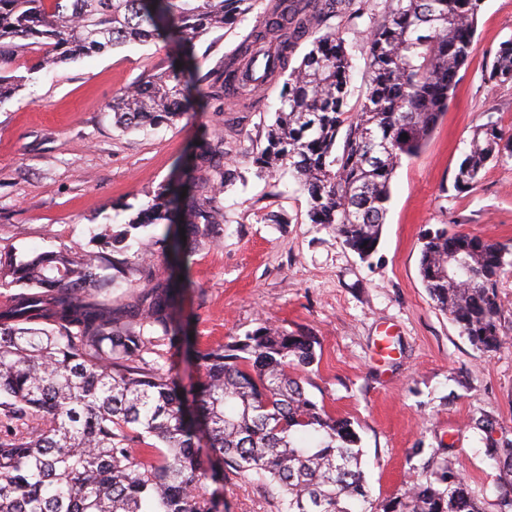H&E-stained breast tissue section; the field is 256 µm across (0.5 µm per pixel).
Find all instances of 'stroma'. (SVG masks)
<instances>
[{
	"instance_id": "stroma-1",
	"label": "stroma",
	"mask_w": 512,
	"mask_h": 512,
	"mask_svg": "<svg viewBox=\"0 0 512 512\" xmlns=\"http://www.w3.org/2000/svg\"><path fill=\"white\" fill-rule=\"evenodd\" d=\"M269 0H249L233 24L177 58L163 40L131 42L37 71V49L19 53L5 75L20 91L0 103V254L93 248L104 229L123 230L186 164L203 127L224 132L236 171L224 198V233L191 258V287L177 319L203 351L264 323L318 336L308 392L333 414L351 418L361 438L376 501L403 491L435 458L450 460L484 512L512 498L494 448H512V268L498 282L497 351L476 349L435 306L419 276L420 235L448 225L512 243V159L488 165L469 192L452 188L476 126L512 129V84L485 81L503 42L512 40V0H484L470 64L423 152L403 160L391 183L381 239L368 259L327 226L310 223L308 194L289 172L257 174L246 157L264 142L279 107V85L223 113L196 98L197 75L270 17ZM360 15L329 18L353 55L350 103L367 83L361 38L380 21L384 0H359ZM179 61L186 113L172 124L119 129L107 104L149 74ZM224 512H281L279 497L234 471L224 477Z\"/></svg>"
}]
</instances>
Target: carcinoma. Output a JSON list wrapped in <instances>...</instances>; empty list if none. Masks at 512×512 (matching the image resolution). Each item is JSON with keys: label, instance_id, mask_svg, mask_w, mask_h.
Returning a JSON list of instances; mask_svg holds the SVG:
<instances>
[{"label": "carcinoma", "instance_id": "obj_1", "mask_svg": "<svg viewBox=\"0 0 512 512\" xmlns=\"http://www.w3.org/2000/svg\"><path fill=\"white\" fill-rule=\"evenodd\" d=\"M246 0H0V62L49 45L35 66L53 69L83 54L163 38L184 56L222 29ZM482 0H384L382 20L363 46L366 90L349 108L351 56L329 16L357 15L356 0H276L281 23L256 30L196 92L222 103L248 97L255 58L262 78H283L266 146L248 153L260 171L289 165L308 192V217L326 224L362 259L375 253L392 178L417 156L447 112L468 68ZM310 48L289 67L300 44ZM486 79L512 83V41L502 43ZM176 73H153L112 98L125 129L184 115ZM512 158V133L489 121L473 131L453 189L469 192L487 164ZM234 171L224 135L203 134L179 178L147 212L97 248L36 253L0 263V288H16L0 310V512H223L224 469L262 481L283 512H483L468 481L443 462L379 504L367 490L359 436L303 386L317 337L263 324L244 337L195 353L202 370L192 404L176 379L148 367L147 346L178 348L175 314L184 283L156 274L147 288L133 275L157 257L183 271L192 254L224 227V189ZM161 226L139 240L134 261L111 253L130 230ZM185 230L186 239L173 227ZM463 265L448 275V252ZM512 266V245L490 243L443 224L421 237L419 275L435 305L485 352L504 344L497 283ZM125 285L119 308L100 295ZM152 439L145 448L134 443ZM206 439L201 457L196 441Z\"/></svg>", "mask_w": 512, "mask_h": 512}]
</instances>
